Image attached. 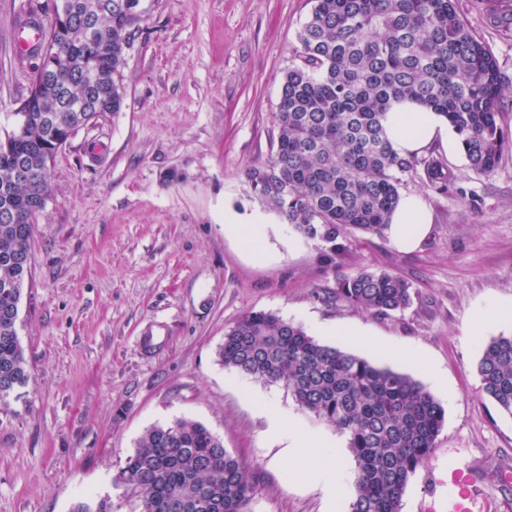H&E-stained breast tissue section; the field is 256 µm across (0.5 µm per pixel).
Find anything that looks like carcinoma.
I'll return each instance as SVG.
<instances>
[{
	"label": "carcinoma",
	"mask_w": 512,
	"mask_h": 512,
	"mask_svg": "<svg viewBox=\"0 0 512 512\" xmlns=\"http://www.w3.org/2000/svg\"><path fill=\"white\" fill-rule=\"evenodd\" d=\"M97 0H54V18L39 44L55 62L54 79L16 112L0 139V402L29 379L16 330L31 266L35 211L49 193L47 162L72 138L64 126L73 96L90 97L87 125L117 113L125 98V50L144 22L142 0H112L96 16V36L112 43L93 52L85 15ZM300 64L285 73L269 157L249 166L251 192L301 236L329 244L333 263L353 232L385 236L400 202L403 177L423 171L428 188L444 194L453 174L438 156H402L383 116L398 99L414 100L448 121L470 167L494 171L512 147L499 124L501 71L487 42L460 17L456 0H314L297 33ZM42 175L20 180L14 160ZM334 297L376 316L408 308L413 284L386 271L359 267L336 282ZM221 365L288 389L298 407L344 436L355 463L349 512H400L407 484L430 459L443 428L441 404L411 375L341 348L321 344L273 312H250L224 335ZM477 374L484 394L512 415V336L483 347ZM116 481L139 501V512H251L258 484L204 424L177 419L145 431Z\"/></svg>",
	"instance_id": "cac0c4a2"
}]
</instances>
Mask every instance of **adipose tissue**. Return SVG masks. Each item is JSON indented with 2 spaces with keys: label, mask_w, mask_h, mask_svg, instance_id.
I'll return each mask as SVG.
<instances>
[{
  "label": "adipose tissue",
  "mask_w": 512,
  "mask_h": 512,
  "mask_svg": "<svg viewBox=\"0 0 512 512\" xmlns=\"http://www.w3.org/2000/svg\"><path fill=\"white\" fill-rule=\"evenodd\" d=\"M383 122L399 154L417 153L435 143L447 150L455 146L447 121L419 104L393 103ZM429 229L430 218L425 206L419 197L408 196L399 202L385 233L396 249L410 252L422 244Z\"/></svg>",
  "instance_id": "ef3b65f1"
}]
</instances>
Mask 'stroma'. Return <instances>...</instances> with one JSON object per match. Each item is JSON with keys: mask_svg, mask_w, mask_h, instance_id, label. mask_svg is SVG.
<instances>
[{"mask_svg": "<svg viewBox=\"0 0 512 512\" xmlns=\"http://www.w3.org/2000/svg\"><path fill=\"white\" fill-rule=\"evenodd\" d=\"M49 25L53 0H0V136L12 130L37 60L17 33L33 4ZM146 21L125 52L126 97L59 150L51 193L35 217L32 278L17 332L30 378L0 406V512H111L137 504L114 479L144 431L201 422L257 481L253 512H348L354 462L334 428L298 409L287 389L220 365L228 329L251 311L364 334L320 343L410 374L443 406L430 460L411 477L401 512L448 497L456 455L484 477L493 512H512V415L481 391V346L512 323L471 335L478 312L512 301V150L489 174L462 150L442 151L447 193L405 176L432 229L414 251L354 233L333 265L323 243L299 235L255 200L247 166L271 152L284 74L312 0H143ZM461 16L512 74V14L492 0H458ZM261 216L264 242L224 230V211ZM396 274L413 304L387 317L333 298L359 266ZM436 369L447 389L429 375ZM293 424L335 458L333 474L299 483L276 426Z\"/></svg>", "mask_w": 512, "mask_h": 512, "instance_id": "35a3bbf8", "label": "stroma"}]
</instances>
